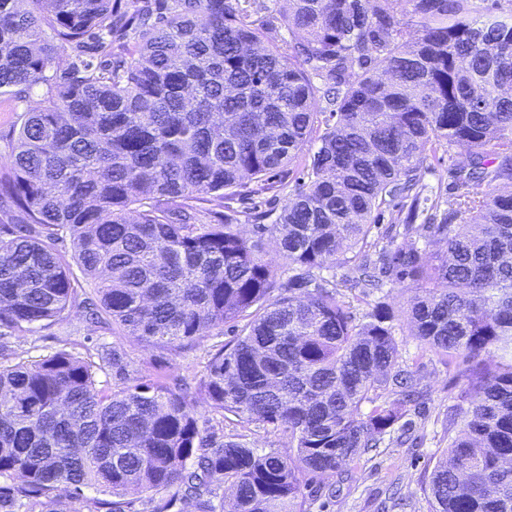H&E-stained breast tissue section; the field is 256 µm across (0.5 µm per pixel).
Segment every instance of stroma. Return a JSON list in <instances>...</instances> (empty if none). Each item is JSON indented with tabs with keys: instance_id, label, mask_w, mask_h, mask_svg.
<instances>
[{
	"instance_id": "obj_1",
	"label": "stroma",
	"mask_w": 512,
	"mask_h": 512,
	"mask_svg": "<svg viewBox=\"0 0 512 512\" xmlns=\"http://www.w3.org/2000/svg\"><path fill=\"white\" fill-rule=\"evenodd\" d=\"M41 89H34L26 102L17 104L9 96H0V161H7L11 144L7 138L10 129L19 127L30 109L38 106ZM465 162L460 149H439L429 156L420 175L422 200L418 223L434 222L436 211L433 200L448 196L455 171ZM305 179L303 166H291L278 171L273 187L260 194L263 210L280 213L292 198L299 183ZM345 267L334 270L339 297L354 314H362L369 303L383 301L400 308L406 297L400 288L388 285L373 292L350 287L345 283ZM118 342L126 354L131 374L147 380L181 379L196 387L205 375L208 353L223 339L215 331L203 333L190 349L174 350L159 345H146L131 336L113 337L111 330L87 322L79 309L67 311L59 323L35 336L11 338L10 346L20 358L34 361L67 349L87 359H95L100 343ZM404 367L413 371L422 393V406L410 410L408 431L392 433L379 454H365L348 467L336 480V493L324 499L307 500L306 512H430L431 507L423 488L429 472L443 459L448 446V415L456 411L458 395L464 386L453 368L440 357L422 352L410 336L399 339ZM195 409L200 421L215 419L216 414L205 393L199 392ZM224 432L240 436L243 443L253 448H274L281 455H289L288 438L270 429L238 423L226 418Z\"/></svg>"
}]
</instances>
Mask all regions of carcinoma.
Listing matches in <instances>:
<instances>
[{"instance_id": "1", "label": "carcinoma", "mask_w": 512, "mask_h": 512, "mask_svg": "<svg viewBox=\"0 0 512 512\" xmlns=\"http://www.w3.org/2000/svg\"><path fill=\"white\" fill-rule=\"evenodd\" d=\"M289 4L258 20L257 0H0V94L44 88L0 166V512H303L406 416L399 332L468 381L432 512H512V191L494 189L512 184V3ZM277 25L283 46L263 40ZM440 147L467 164L419 229V172ZM300 159L307 181L272 224L255 212V236L230 213L201 219L205 195L266 190ZM395 208L407 243L379 248L372 226ZM418 232L444 252L425 259ZM342 253L351 286L409 288L405 305L354 316L323 275ZM74 306L175 350L231 325L201 390L294 454L199 424L187 389L131 376L115 343L96 362L9 349Z\"/></svg>"}]
</instances>
